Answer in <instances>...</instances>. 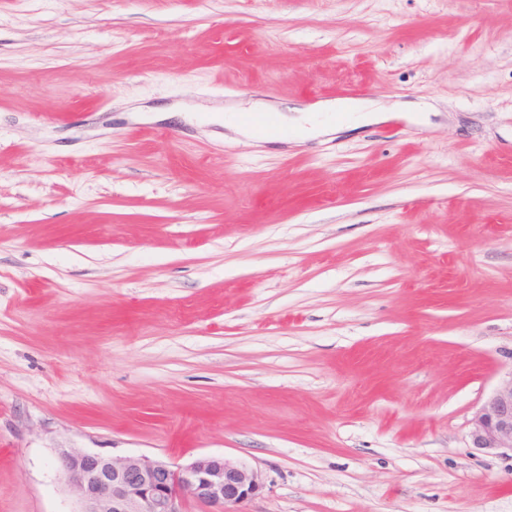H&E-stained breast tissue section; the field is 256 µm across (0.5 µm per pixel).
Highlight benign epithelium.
I'll return each instance as SVG.
<instances>
[{
    "label": "benign epithelium",
    "instance_id": "obj_1",
    "mask_svg": "<svg viewBox=\"0 0 512 512\" xmlns=\"http://www.w3.org/2000/svg\"><path fill=\"white\" fill-rule=\"evenodd\" d=\"M471 448L512 459V372L476 411ZM60 464L75 488L79 512H186L188 501L233 512L263 488L258 471L205 455L187 464L145 456L107 457L64 450Z\"/></svg>",
    "mask_w": 512,
    "mask_h": 512
}]
</instances>
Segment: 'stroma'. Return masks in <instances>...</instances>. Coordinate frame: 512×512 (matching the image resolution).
Segmentation results:
<instances>
[{"label": "stroma", "mask_w": 512, "mask_h": 512, "mask_svg": "<svg viewBox=\"0 0 512 512\" xmlns=\"http://www.w3.org/2000/svg\"><path fill=\"white\" fill-rule=\"evenodd\" d=\"M333 100L384 118L224 126ZM509 372L512 0H0V512H78L64 449L512 512ZM470 442L479 452L512 459V372L476 411Z\"/></svg>", "instance_id": "obj_1"}]
</instances>
